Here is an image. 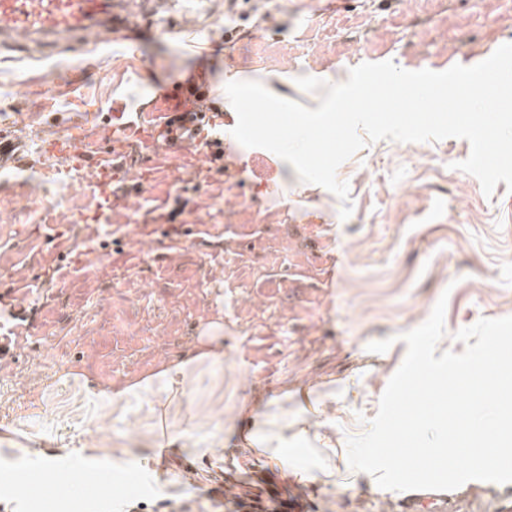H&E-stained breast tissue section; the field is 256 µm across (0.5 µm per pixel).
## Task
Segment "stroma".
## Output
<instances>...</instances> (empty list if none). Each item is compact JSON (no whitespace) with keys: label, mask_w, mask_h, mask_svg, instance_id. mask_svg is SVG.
Returning a JSON list of instances; mask_svg holds the SVG:
<instances>
[{"label":"stroma","mask_w":512,"mask_h":512,"mask_svg":"<svg viewBox=\"0 0 512 512\" xmlns=\"http://www.w3.org/2000/svg\"><path fill=\"white\" fill-rule=\"evenodd\" d=\"M146 35L94 34L54 46L0 45V134L26 158L0 169V334L22 310L36 326L0 363V512H233L224 460L252 480L260 465L310 512H407L411 491L352 470L346 438L367 430L407 345L401 334L446 298L439 351L479 319L512 316V192L485 195L458 170L468 142L381 140L338 170L353 212L294 168L231 131L226 75L261 82L314 109L351 68L474 63L512 42V0H130ZM203 77L224 114V157L171 152L128 168L107 220L90 166L113 106L136 112L174 78ZM187 202L173 224L161 208ZM394 337L383 353L370 342ZM224 361L202 365L191 399L205 418L190 440L203 455L156 450L158 418L144 401L108 392L196 356L210 339ZM288 425L283 464L248 435L265 415ZM72 471L42 481L45 461ZM311 474L308 484L296 474Z\"/></svg>","instance_id":"obj_1"}]
</instances>
